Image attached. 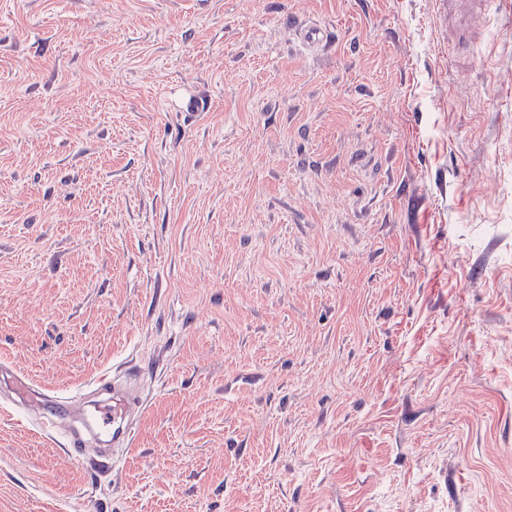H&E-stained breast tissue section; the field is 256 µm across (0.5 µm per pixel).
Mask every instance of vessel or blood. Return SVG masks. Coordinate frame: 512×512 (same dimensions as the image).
I'll return each mask as SVG.
<instances>
[{"mask_svg":"<svg viewBox=\"0 0 512 512\" xmlns=\"http://www.w3.org/2000/svg\"><path fill=\"white\" fill-rule=\"evenodd\" d=\"M7 384L15 400L43 429L54 431L64 422H72L65 453L85 466L108 463L112 449L129 447L132 442L142 400L130 382L102 376L80 407L71 398L49 392L22 375L10 376Z\"/></svg>","mask_w":512,"mask_h":512,"instance_id":"obj_1","label":"vessel or blood"}]
</instances>
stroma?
Masks as SVG:
<instances>
[{
    "mask_svg": "<svg viewBox=\"0 0 512 512\" xmlns=\"http://www.w3.org/2000/svg\"><path fill=\"white\" fill-rule=\"evenodd\" d=\"M432 2L0 0V364L145 400L0 390V512H512V19ZM15 400L34 415L40 426L56 431L64 422L76 423L67 436L66 455L86 467L100 466L111 460V448H128L133 426L141 416L142 400L130 382L112 375L100 377L86 392L82 407L70 397H63L35 385L23 375H12L7 381ZM139 414V416H137ZM94 442V456L88 455Z\"/></svg>",
    "mask_w": 512,
    "mask_h": 512,
    "instance_id": "35a3bbf8",
    "label": "stroma"
}]
</instances>
